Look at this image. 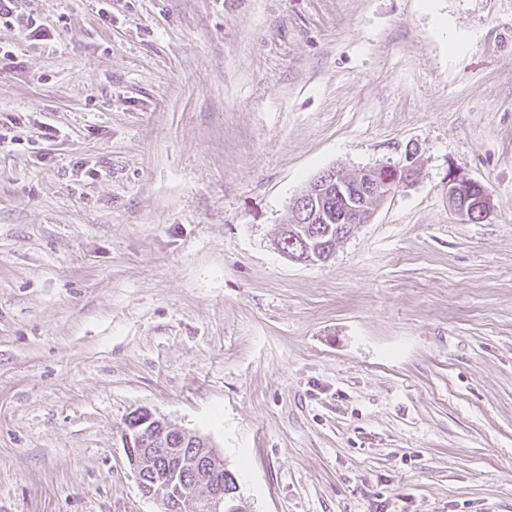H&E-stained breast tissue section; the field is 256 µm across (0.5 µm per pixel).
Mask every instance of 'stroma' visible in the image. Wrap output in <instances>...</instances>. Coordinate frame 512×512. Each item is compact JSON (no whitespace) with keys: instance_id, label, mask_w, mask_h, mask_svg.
I'll return each instance as SVG.
<instances>
[{"instance_id":"stroma-1","label":"stroma","mask_w":512,"mask_h":512,"mask_svg":"<svg viewBox=\"0 0 512 512\" xmlns=\"http://www.w3.org/2000/svg\"><path fill=\"white\" fill-rule=\"evenodd\" d=\"M0 46V512H160L140 408L247 512H512V0H17ZM378 163L329 262L277 250ZM382 172L381 178L379 174ZM390 174L386 176L384 174ZM413 177L411 166L395 168L383 164H375L365 168L356 176L346 174L342 169L336 168L328 174L314 181L312 190L304 196L295 199L290 208L292 220L308 223L313 220L328 222V204L337 195L350 196L353 200L347 209H336V224H350V233L367 224L373 218L378 206L388 195L390 190L401 184L408 183ZM313 207V210H312ZM304 220V221H303ZM336 224H304L296 228V233L283 230L277 247L279 250L298 260H307L312 257L319 260L325 246L340 239L339 232L344 233V226ZM339 235V236H338ZM346 235V237L348 236ZM336 245L325 248L324 256L328 255L326 262L332 257ZM446 189L448 206L465 220L484 219L493 209L491 194L479 181L453 174Z\"/></svg>"}]
</instances>
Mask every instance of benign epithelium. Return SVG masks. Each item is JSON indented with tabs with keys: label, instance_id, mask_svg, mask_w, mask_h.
Here are the masks:
<instances>
[{
	"label": "benign epithelium",
	"instance_id": "7a95c632",
	"mask_svg": "<svg viewBox=\"0 0 512 512\" xmlns=\"http://www.w3.org/2000/svg\"><path fill=\"white\" fill-rule=\"evenodd\" d=\"M412 177L410 166L395 168L375 164L356 176L336 168L315 180L312 190L295 199L289 212L297 222H327L331 199L336 195H346L352 201L349 208L336 211V223L350 225L353 232L371 221L393 187L409 182ZM446 189L448 206L465 220L484 219L493 209L491 194L479 181L452 174L446 181ZM131 417L137 422L126 424L121 440L145 497L161 504L169 512H183L185 503L189 501L194 502L193 512H245L236 504V492H224V459L206 438L174 429L148 409H139ZM176 434L182 442H191L192 448L188 451L169 449L166 461L168 476H152L156 470L152 448L172 442ZM186 471L192 472L193 484L183 487L177 494L174 482L178 474Z\"/></svg>",
	"mask_w": 512,
	"mask_h": 512
}]
</instances>
